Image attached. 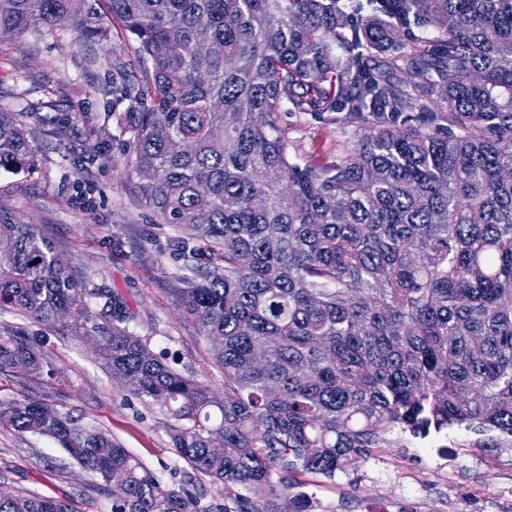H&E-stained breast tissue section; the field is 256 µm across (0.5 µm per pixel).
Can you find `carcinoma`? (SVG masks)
Listing matches in <instances>:
<instances>
[{
	"label": "carcinoma",
	"instance_id": "carcinoma-1",
	"mask_svg": "<svg viewBox=\"0 0 512 512\" xmlns=\"http://www.w3.org/2000/svg\"><path fill=\"white\" fill-rule=\"evenodd\" d=\"M119 20L149 63L129 101L137 195L224 266L174 289L224 374L218 392L128 331L126 303L77 282L33 224L0 208V309L92 324L96 356L167 409L178 456L240 492L203 501L44 396L0 399V427L54 440L110 512H312L296 476L332 478L396 434L454 425L512 438V0H0V32ZM295 112L364 129L334 163L300 165ZM414 124L393 127L390 120ZM0 112V170L30 169ZM51 374L41 342L0 335V370ZM221 437L224 447H212ZM0 512H71L0 494Z\"/></svg>",
	"mask_w": 512,
	"mask_h": 512
}]
</instances>
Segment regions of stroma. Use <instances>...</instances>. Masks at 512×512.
<instances>
[{"mask_svg": "<svg viewBox=\"0 0 512 512\" xmlns=\"http://www.w3.org/2000/svg\"><path fill=\"white\" fill-rule=\"evenodd\" d=\"M108 41L94 42L73 31L0 33V108L14 112L37 150L36 167L0 172V207L25 215L49 237L87 287L111 289L134 315L131 333L149 338L174 368L220 389L224 375L194 317L174 290L194 268L216 264L207 244L184 227L163 223L136 194L120 123L125 104H113L112 60L141 77L135 45L112 19ZM70 118L66 133H48L45 115ZM280 128L299 164H325L342 156L357 128L323 112L283 113ZM39 337L53 377L0 371V398L45 395L53 404L100 427L166 481L191 480L207 497L224 498L223 485L194 472L171 445V419L113 380L74 327L48 325L19 311L0 312V328ZM481 434L455 426L427 438L403 436L391 447L357 459L348 473L299 480L320 512H499V485L512 483V439L499 450L481 447ZM462 459L454 479L437 481L438 452ZM486 482L480 501L469 494ZM0 492L53 497L72 512H109L111 500L96 480L50 440L0 429Z\"/></svg>", "mask_w": 512, "mask_h": 512, "instance_id": "stroma-1", "label": "stroma"}]
</instances>
